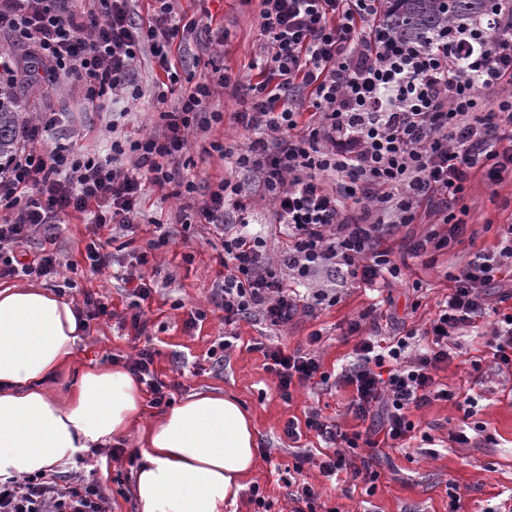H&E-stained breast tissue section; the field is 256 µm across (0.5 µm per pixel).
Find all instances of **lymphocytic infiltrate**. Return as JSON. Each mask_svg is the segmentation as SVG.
<instances>
[{"label":"lymphocytic infiltrate","instance_id":"f902f5d3","mask_svg":"<svg viewBox=\"0 0 512 512\" xmlns=\"http://www.w3.org/2000/svg\"><path fill=\"white\" fill-rule=\"evenodd\" d=\"M386 3L257 0V23L267 41L244 86L250 104L235 115L254 138L240 152L219 143L212 149L257 179L288 237L278 259L267 255L262 237L240 228V182L225 178L204 193L169 165L187 150L191 130L224 120L210 104L231 79L216 68L174 107L159 90L161 128L135 141L114 138L104 159L48 140L58 120L37 113L25 146L0 169V279L59 278L75 288L54 249L60 224L75 213L93 216L84 273L96 276L118 264L112 239L100 235L110 226L129 236L154 224V238L131 252L137 265H148L171 241L165 225L145 211L152 186L198 196L201 217L222 237L226 273L210 291L209 309H196L192 318L222 312L231 338L240 322L255 317L284 331L298 314L313 316L335 305L332 281L373 284L399 277L401 268L384 243L399 227L418 223L426 208L446 230L414 240L412 255L457 242L465 226L454 208L472 175L481 173L489 188L512 177V0H496L491 16L450 22V34L422 42L382 29ZM0 31L34 44L50 74L80 83L91 102L108 94L138 100L136 64L143 51L175 85L188 36L219 45L228 38L211 14L185 21L178 0H151L142 17L132 0H0ZM498 239L497 250L477 254L452 275L448 297L413 363L405 361L406 338L385 346L369 338L357 344V360L341 378L355 391L351 413L375 419V426L350 434L315 409L304 422L286 423L288 437L307 429L325 442L324 476L375 480L370 464H355L353 449L375 448L383 440L398 445L414 428L410 409L453 399L434 372L448 360L449 337L474 327L485 313L486 286L512 270L511 224L500 225ZM292 279L308 282V294L290 288ZM255 348L282 397H289L294 382L330 380L316 352L261 342ZM155 355L144 346L126 367L145 385L151 406L161 408L181 385L158 379ZM0 512L111 507L97 482L49 470L22 480L0 476Z\"/></svg>","mask_w":512,"mask_h":512}]
</instances>
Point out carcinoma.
<instances>
[{"label":"carcinoma","instance_id":"carcinoma-1","mask_svg":"<svg viewBox=\"0 0 512 512\" xmlns=\"http://www.w3.org/2000/svg\"><path fill=\"white\" fill-rule=\"evenodd\" d=\"M490 0H390L383 15L387 29L401 37L423 40L440 31L449 18L470 19L488 11ZM23 122L13 81L0 83V162L16 151L19 124Z\"/></svg>","mask_w":512,"mask_h":512}]
</instances>
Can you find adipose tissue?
Returning <instances> with one entry per match:
<instances>
[{
    "label": "adipose tissue",
    "mask_w": 512,
    "mask_h": 512,
    "mask_svg": "<svg viewBox=\"0 0 512 512\" xmlns=\"http://www.w3.org/2000/svg\"><path fill=\"white\" fill-rule=\"evenodd\" d=\"M83 331L48 288L0 289V475L46 472L92 448L137 437L139 512H225L257 466L253 417L236 396L190 395L143 425V391L120 365L76 366Z\"/></svg>",
    "instance_id": "adipose-tissue-1"
}]
</instances>
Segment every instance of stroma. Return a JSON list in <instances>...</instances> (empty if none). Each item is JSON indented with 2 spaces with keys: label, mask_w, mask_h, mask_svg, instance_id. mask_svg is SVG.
Here are the masks:
<instances>
[{
  "label": "stroma",
  "mask_w": 512,
  "mask_h": 512,
  "mask_svg": "<svg viewBox=\"0 0 512 512\" xmlns=\"http://www.w3.org/2000/svg\"><path fill=\"white\" fill-rule=\"evenodd\" d=\"M215 24L229 33L224 47L205 48L196 42L186 47L189 70L196 77L210 75L213 66L226 69L236 87L227 88L212 106L224 114V122L190 137L189 147L173 161L174 167L195 176L200 184H216L230 175L231 167L218 154L208 153L211 142L246 145L247 135L234 122L241 108L240 86L251 74V65L263 37L257 25L254 0H208ZM29 45L15 42L0 32V53L9 55L16 70L15 92L31 113L63 112L66 123L54 130V137L72 142L75 149L106 151L110 136L105 131L111 101L89 103L81 85L72 81L43 84L26 75L30 61ZM139 81L146 92L121 120L131 138L156 130L158 114L151 94L160 75L150 54L138 64ZM244 194L254 202L245 218L260 223L265 231L267 253L279 255L288 239L271 223V212L261 201V190L254 178L242 177ZM189 199H175L164 192H152L147 208L172 233L169 247L146 268L156 291L147 310L151 345L157 356L159 378L180 382V397L200 391H219L243 401L252 413L258 432V463L249 480L270 502V512L288 508V469L302 462L303 476L315 488L319 501L333 512H512V366L496 363L491 342L499 314L512 313V281L491 291L489 312L476 327L461 331L448 341L451 356L436 372L439 383L464 396L473 397L472 417L463 408L436 401L411 411L415 424L402 449H382L371 483L335 481L324 477L318 467L323 443L315 433L288 439L284 426L291 419H304L309 408H319L328 420L347 432L365 431L366 423L348 411L351 386L340 382L342 367L355 360L354 349L362 337L379 332L382 337L418 333L438 312L448 294L449 274L463 268L475 253L491 249L497 242L499 225L512 224V178L487 189L473 181L459 206L467 232L460 243L441 251L409 259L403 280L373 289L363 283L338 287L336 305L323 308L316 316L294 318L287 331H279L261 321H244L239 338L224 352L223 362L211 359L210 351L224 338L219 314L208 315L201 326L188 327L191 311L207 308L208 291L222 278L219 263L222 239L206 224L184 228L178 211L189 206ZM360 321L359 331L350 324ZM319 333L316 344L325 371L333 380L328 384L293 385L290 398H282L276 378L266 366L254 342L306 346L312 333ZM130 324L112 319L91 325L82 336L75 354L76 364H103L108 357L126 358L136 352ZM108 449L86 453L85 463L57 464L61 474L77 473L97 481L112 499V512H137L129 492L132 469L125 460L108 461Z\"/></svg>",
  "instance_id": "35a3bbf8"
}]
</instances>
